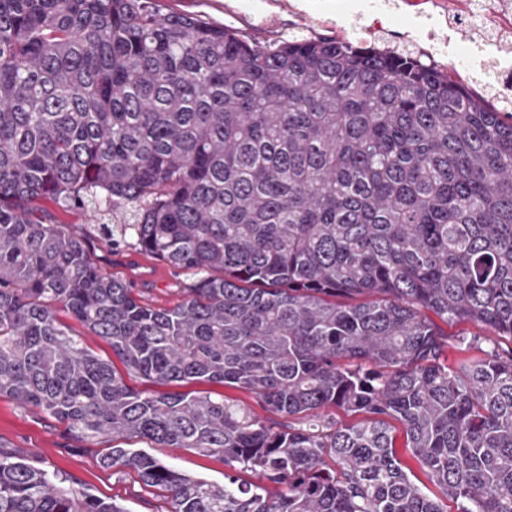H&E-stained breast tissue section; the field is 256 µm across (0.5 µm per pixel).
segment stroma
I'll return each mask as SVG.
<instances>
[{"label": "stroma", "mask_w": 512, "mask_h": 512, "mask_svg": "<svg viewBox=\"0 0 512 512\" xmlns=\"http://www.w3.org/2000/svg\"><path fill=\"white\" fill-rule=\"evenodd\" d=\"M162 12L198 15L216 25L235 29L246 39L273 44L294 36H339L353 43L379 46L401 44L426 53L461 79L474 77V69L453 54L456 46L480 43L469 25L453 22L448 0H391L381 8L376 0H158ZM57 223L82 226L101 266L124 279L145 303L155 308L173 306L184 298L193 274L178 270L132 248L113 251L102 239L88 212L54 209ZM185 391L246 406L266 424L279 423L254 394L220 383L196 381ZM0 446L32 459L49 473L66 479L68 486L116 501L129 512H167L168 502L157 490L144 486L137 474L102 468L101 453L108 440L77 445L64 423L19 405L0 395ZM175 468L210 481L224 480V462L183 448H161L139 439L131 443Z\"/></svg>", "instance_id": "stroma-1"}]
</instances>
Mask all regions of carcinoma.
<instances>
[{
    "mask_svg": "<svg viewBox=\"0 0 512 512\" xmlns=\"http://www.w3.org/2000/svg\"><path fill=\"white\" fill-rule=\"evenodd\" d=\"M424 54L277 45L155 0H0V395L107 439L168 512H512V349L451 369L434 321L512 340V104ZM79 206L197 275L172 308L91 257ZM63 310L159 384L146 395ZM366 419L345 425L328 410ZM224 459V484L123 447ZM247 471L262 482L242 478ZM0 512H128L0 448ZM59 319L68 325L72 331L78 335L83 345L92 350L94 353L102 356L103 358H112L117 368L124 374L127 383L140 392L155 393V392H193L199 395H208L213 399H223L225 401L238 403L246 406L257 418L264 421L268 425L284 422L285 419L270 412L266 405L257 398L254 394L234 387L224 386L220 383L196 381L184 385H170L161 386L150 382L148 379L139 376H129L124 369L122 363L112 355L111 347L98 336L88 333L77 321L70 318L64 313L59 314ZM389 423L392 426L393 436L396 440V450L403 464L412 472H414V474L417 475L421 482L425 484L431 491L439 495L437 489L429 482L427 475L422 471L408 448L403 447L405 439L402 425L398 421L392 419L389 420Z\"/></svg>",
    "mask_w": 512,
    "mask_h": 512,
    "instance_id": "carcinoma-1",
    "label": "carcinoma"
}]
</instances>
